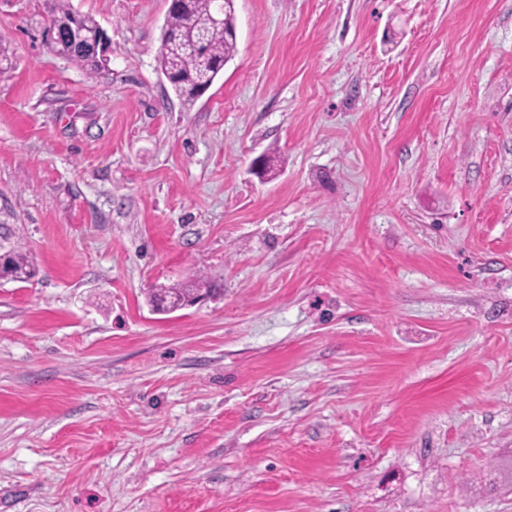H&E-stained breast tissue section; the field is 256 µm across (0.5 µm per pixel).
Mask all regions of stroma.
<instances>
[{"mask_svg": "<svg viewBox=\"0 0 512 512\" xmlns=\"http://www.w3.org/2000/svg\"><path fill=\"white\" fill-rule=\"evenodd\" d=\"M70 4L95 74L0 0V512H512V0H235L189 110ZM69 32L71 38L83 46L74 44V42L69 38L68 32L66 30H61V35L56 39V41L51 45L49 44L51 50L61 56L67 57L87 74H94L103 65L96 59L93 51L84 45L89 44L92 46L93 50H100L101 57L105 58L109 41L107 34L105 36L104 33L86 36L77 30H73L72 27H69ZM203 285L204 283L202 280L193 279L189 283L181 286L153 288L149 293V301L153 303L159 292L163 291L171 296L176 297L179 301L182 302L194 301L200 297L199 292L201 291Z\"/></svg>", "mask_w": 512, "mask_h": 512, "instance_id": "obj_1", "label": "stroma"}]
</instances>
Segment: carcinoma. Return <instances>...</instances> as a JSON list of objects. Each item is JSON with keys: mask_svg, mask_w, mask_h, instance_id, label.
<instances>
[{"mask_svg": "<svg viewBox=\"0 0 512 512\" xmlns=\"http://www.w3.org/2000/svg\"><path fill=\"white\" fill-rule=\"evenodd\" d=\"M50 21L59 27L72 22L91 34L101 29L93 16L72 10L68 0H56ZM165 28L169 34V43L160 51L158 66L162 73L170 75V84L183 104L191 106L200 93L213 84L224 65L235 55L234 5L226 6L224 21L218 23L214 20L213 0H179L168 9ZM50 48L89 75L102 67L93 51L87 46L74 43L65 30L61 31ZM7 254L16 276L27 281L35 276L36 270L27 253L17 247H10ZM202 286V280L194 279L181 286L154 288L149 293V301H155L163 291L182 302L194 301L199 297Z\"/></svg>", "mask_w": 512, "mask_h": 512, "instance_id": "1", "label": "carcinoma"}]
</instances>
